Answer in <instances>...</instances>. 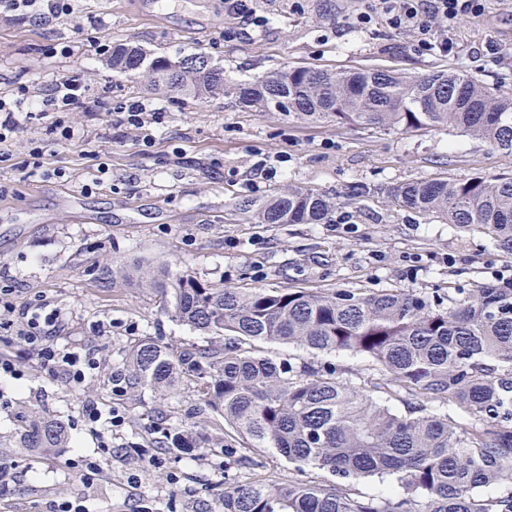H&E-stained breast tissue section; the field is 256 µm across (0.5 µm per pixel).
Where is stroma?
<instances>
[{"label": "stroma", "mask_w": 512, "mask_h": 512, "mask_svg": "<svg viewBox=\"0 0 512 512\" xmlns=\"http://www.w3.org/2000/svg\"><path fill=\"white\" fill-rule=\"evenodd\" d=\"M364 0H258V27L224 14V0H181L161 11L152 0H77L60 20L0 16V92L25 91L30 102L56 79L75 74L90 98L64 119L77 137L47 147L48 168L32 172L29 151L46 137L49 118L32 116L0 151V289L16 312L42 299L63 321L51 344L77 345L100 361L76 389L49 376L0 329V355L24 372L0 383V461L10 489L0 512H54L64 501L86 512H217L213 496L225 482L262 474L297 479L269 448H254L259 470L229 468L220 454L164 449L166 433L211 430L212 413L195 387L182 383L159 395L113 385L141 338L175 346L201 343L175 322L160 296L140 278L158 266L214 286L239 288H401L430 292L466 288L476 279L512 278V256L489 238L466 236L440 219L391 206L382 187L396 182L467 179L512 172V154L449 128L405 133L312 123L285 112L244 111L230 98L171 100L113 75L105 48L134 42L152 52L184 56L202 49L229 79L250 80L284 67L399 70L421 76L460 67L483 84L512 94V0H486L480 17L440 23L451 52L426 51L385 17L359 28ZM234 38H225V30ZM161 113L152 147L135 131L112 126L107 111L130 98ZM368 191L347 197L350 186ZM314 189L336 204L325 224H254L240 206L288 187ZM111 280L100 278L102 267ZM118 408L125 425L101 474L81 480L69 461L95 456L97 443L80 419L84 401ZM56 420L66 441L54 455L23 448L35 418ZM146 448L147 457L124 446Z\"/></svg>", "instance_id": "35a3bbf8"}]
</instances>
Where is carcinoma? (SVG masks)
I'll list each match as a JSON object with an SVG mask.
<instances>
[{
	"mask_svg": "<svg viewBox=\"0 0 512 512\" xmlns=\"http://www.w3.org/2000/svg\"><path fill=\"white\" fill-rule=\"evenodd\" d=\"M194 52L176 59L114 44L107 63L171 99L232 97L248 111L401 131L448 127L512 153V95L460 70L408 77L394 70L291 67L232 81ZM393 205L437 214L463 234H483L512 255V174L393 183ZM335 203L288 187L249 205L257 224H325ZM172 318L204 343L179 349L146 336L127 355L131 384L164 393L183 382L255 448H271L316 483H224L221 512H512V280L448 293L399 288H213L190 274H149ZM259 342L316 357H365L376 374L355 385L345 364L276 362ZM407 404L396 413L388 403ZM436 402L457 414L432 410ZM64 438L54 421L23 434L50 452ZM172 451L221 452L228 466L258 462L196 430L169 435ZM392 477L380 499L356 489Z\"/></svg>",
	"mask_w": 512,
	"mask_h": 512,
	"instance_id": "1",
	"label": "carcinoma"
}]
</instances>
